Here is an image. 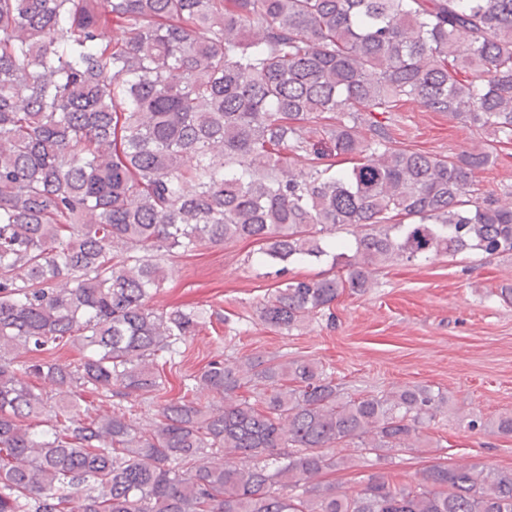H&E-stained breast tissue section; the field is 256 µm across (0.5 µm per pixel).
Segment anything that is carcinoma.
<instances>
[{
    "label": "carcinoma",
    "instance_id": "cac0c4a2",
    "mask_svg": "<svg viewBox=\"0 0 512 512\" xmlns=\"http://www.w3.org/2000/svg\"><path fill=\"white\" fill-rule=\"evenodd\" d=\"M408 100L512 141V0H0V512H512L506 469L319 481L351 467L338 445L426 447L448 405L428 385L354 396L314 361L218 359L130 419L206 315L148 308L172 257L326 260L261 304L290 331L379 265L512 254V204L472 196L497 148L392 146L375 115ZM468 427L512 437V413Z\"/></svg>",
    "mask_w": 512,
    "mask_h": 512
}]
</instances>
